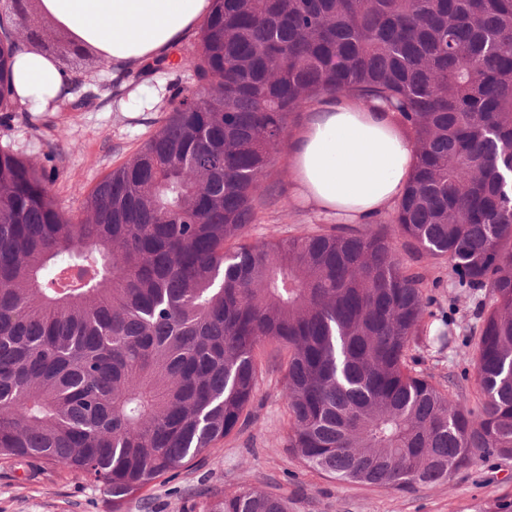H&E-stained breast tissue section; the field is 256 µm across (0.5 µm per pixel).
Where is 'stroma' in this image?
I'll list each match as a JSON object with an SVG mask.
<instances>
[{
    "label": "stroma",
    "instance_id": "1",
    "mask_svg": "<svg viewBox=\"0 0 512 512\" xmlns=\"http://www.w3.org/2000/svg\"><path fill=\"white\" fill-rule=\"evenodd\" d=\"M61 68L81 83L83 96L68 98L51 110L17 106L0 112V146L35 159L55 175L52 190L61 207L79 214L89 192L104 174L120 165L159 128L176 94L197 89L191 67L139 69L116 78L95 56L58 55ZM136 100L129 111L120 101ZM287 150L273 155L262 181L258 220L250 241L312 233L334 227L333 219L305 208L290 191ZM394 246L425 280L433 329L452 315L460 338L468 337L477 313L488 306L484 294L453 287L448 264L413 258L405 239ZM416 369L432 382L447 385L470 362L460 343H418L412 348ZM262 376L238 426L178 478L158 481L128 500L123 512H205L213 498L251 487L287 498L291 512H491L497 501L512 500V461L479 460L436 486L410 491L345 483L310 468L287 446L288 409L283 371L274 345L260 348ZM101 486L60 467L39 462H0V512H111Z\"/></svg>",
    "mask_w": 512,
    "mask_h": 512
}]
</instances>
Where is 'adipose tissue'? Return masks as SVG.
<instances>
[{
	"mask_svg": "<svg viewBox=\"0 0 512 512\" xmlns=\"http://www.w3.org/2000/svg\"><path fill=\"white\" fill-rule=\"evenodd\" d=\"M43 14L128 73L162 58L206 21L212 0H40ZM73 76L54 57L18 53L13 88L42 110L71 94ZM412 143L380 103L327 94L291 136L292 194L339 224H363L397 202L414 168Z\"/></svg>",
	"mask_w": 512,
	"mask_h": 512,
	"instance_id": "adipose-tissue-1",
	"label": "adipose tissue"
}]
</instances>
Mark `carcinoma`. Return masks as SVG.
Returning <instances> with one entry per match:
<instances>
[{
    "instance_id": "carcinoma-1",
    "label": "carcinoma",
    "mask_w": 512,
    "mask_h": 512,
    "mask_svg": "<svg viewBox=\"0 0 512 512\" xmlns=\"http://www.w3.org/2000/svg\"><path fill=\"white\" fill-rule=\"evenodd\" d=\"M186 96L65 213L0 147V461L40 460L131 496L248 417L267 340L288 349V447L347 483L407 491L512 460V0H214ZM20 50L0 37V112ZM380 101L413 143L395 224L249 241L293 115ZM448 261L491 304L451 399L409 366L429 298L393 247ZM207 512H288L244 488Z\"/></svg>"
}]
</instances>
